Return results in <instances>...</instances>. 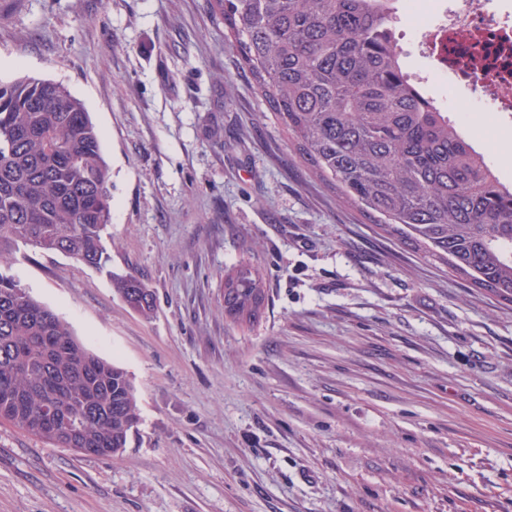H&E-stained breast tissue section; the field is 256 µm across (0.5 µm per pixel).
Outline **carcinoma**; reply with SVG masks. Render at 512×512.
Masks as SVG:
<instances>
[{"instance_id":"1","label":"carcinoma","mask_w":512,"mask_h":512,"mask_svg":"<svg viewBox=\"0 0 512 512\" xmlns=\"http://www.w3.org/2000/svg\"><path fill=\"white\" fill-rule=\"evenodd\" d=\"M396 0H211L244 69L305 160L350 203L475 286L512 301V186L448 113L408 79L385 25ZM112 181L101 136L63 85L0 81V264L19 246L104 271L141 316L145 282L112 272L105 234ZM263 281L224 277V313L259 320ZM0 420L63 448L114 456L140 421L120 365L0 270Z\"/></svg>"}]
</instances>
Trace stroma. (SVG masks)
I'll list each match as a JSON object with an SVG mask.
<instances>
[{
    "label": "stroma",
    "mask_w": 512,
    "mask_h": 512,
    "mask_svg": "<svg viewBox=\"0 0 512 512\" xmlns=\"http://www.w3.org/2000/svg\"><path fill=\"white\" fill-rule=\"evenodd\" d=\"M62 83L101 133L113 270L6 266L125 368L140 422L111 457L0 422V512H512V303L383 231L301 158L210 0H0V81ZM459 120L512 182L480 95ZM245 263L262 317L224 314Z\"/></svg>",
    "instance_id": "1"
}]
</instances>
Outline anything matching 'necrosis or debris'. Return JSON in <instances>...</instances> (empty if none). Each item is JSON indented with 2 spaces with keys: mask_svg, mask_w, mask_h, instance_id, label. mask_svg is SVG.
<instances>
[{
  "mask_svg": "<svg viewBox=\"0 0 512 512\" xmlns=\"http://www.w3.org/2000/svg\"><path fill=\"white\" fill-rule=\"evenodd\" d=\"M487 0H432L419 50L433 58L449 87L489 94L503 126L512 125V0L497 11Z\"/></svg>",
  "mask_w": 512,
  "mask_h": 512,
  "instance_id": "4bbe7bcc",
  "label": "necrosis or debris"
}]
</instances>
